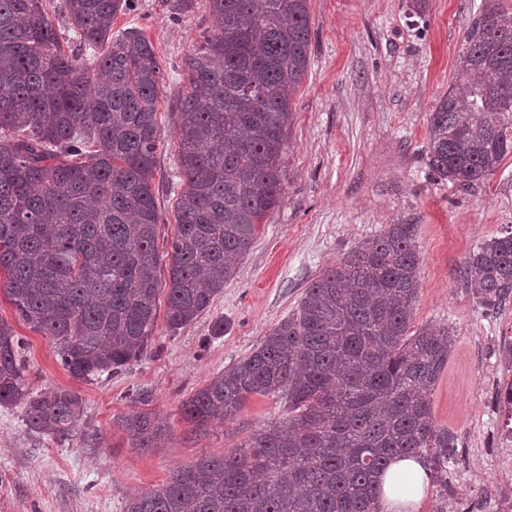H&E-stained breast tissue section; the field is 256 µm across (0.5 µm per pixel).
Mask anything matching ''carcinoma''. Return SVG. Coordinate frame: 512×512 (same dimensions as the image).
<instances>
[{
  "label": "carcinoma",
  "instance_id": "carcinoma-1",
  "mask_svg": "<svg viewBox=\"0 0 512 512\" xmlns=\"http://www.w3.org/2000/svg\"><path fill=\"white\" fill-rule=\"evenodd\" d=\"M210 25L187 59L172 113L179 143L165 324L211 307L283 195L286 130L310 60V0H206ZM134 0H0V271L19 319L68 374L94 380L140 360L157 320L161 257L153 185L163 70L141 29L112 33ZM456 81L428 117L426 165L469 189L512 154V13L467 32ZM416 226L389 224L306 289L294 314L181 404L197 426L253 395L288 418L221 457L204 456L129 498L123 512H382L376 477L424 457L448 491L455 438L430 394L454 332L410 331L419 292ZM464 276L479 307L512 300V232L478 246ZM22 339L0 320V406L67 437L82 401L34 391ZM134 448L167 432L142 410L120 419Z\"/></svg>",
  "mask_w": 512,
  "mask_h": 512
}]
</instances>
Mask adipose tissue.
Instances as JSON below:
<instances>
[{"instance_id":"obj_1","label":"adipose tissue","mask_w":512,"mask_h":512,"mask_svg":"<svg viewBox=\"0 0 512 512\" xmlns=\"http://www.w3.org/2000/svg\"><path fill=\"white\" fill-rule=\"evenodd\" d=\"M379 482L383 512H419L430 476L424 460L414 456L391 462Z\"/></svg>"}]
</instances>
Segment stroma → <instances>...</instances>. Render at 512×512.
Here are the masks:
<instances>
[{
	"mask_svg": "<svg viewBox=\"0 0 512 512\" xmlns=\"http://www.w3.org/2000/svg\"><path fill=\"white\" fill-rule=\"evenodd\" d=\"M170 2L135 0L133 11L112 24L116 32L141 29L163 66V147L154 180L162 251L175 223L178 143L170 114L187 80L186 59L210 23L205 0H194V9L177 19ZM484 6L485 0H311L310 64L292 102L280 205L267 213L213 305L175 333L157 320L150 350L122 371L71 378L48 338L19 321L0 277V320L26 342L30 386L77 394L82 427L100 437L90 448L80 432L38 435L26 428L21 407H0V512H122L128 498L168 481L178 467L222 456L284 417L281 398L256 395L234 420L199 429L183 420L180 404L293 314L324 270L389 224L416 227L421 265L412 329L450 327L456 336L430 395L435 426L457 439L449 512L485 494L512 495V471L495 463L499 383L512 375L498 352L512 343V304L484 312L463 278L477 246L512 231V156L468 191L435 180L424 156L429 114L452 85L465 34ZM142 409L167 429L166 447L131 448L118 420Z\"/></svg>",
	"mask_w": 512,
	"mask_h": 512,
	"instance_id": "stroma-1",
	"label": "stroma"
}]
</instances>
